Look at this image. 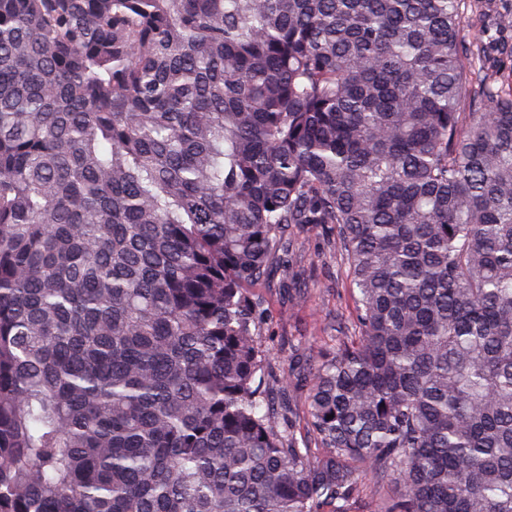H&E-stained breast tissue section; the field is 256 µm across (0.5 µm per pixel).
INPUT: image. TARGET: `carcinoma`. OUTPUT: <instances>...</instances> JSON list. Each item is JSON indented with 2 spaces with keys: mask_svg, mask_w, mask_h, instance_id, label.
I'll use <instances>...</instances> for the list:
<instances>
[{
  "mask_svg": "<svg viewBox=\"0 0 512 512\" xmlns=\"http://www.w3.org/2000/svg\"><path fill=\"white\" fill-rule=\"evenodd\" d=\"M496 15L469 37L465 12ZM512 0H0V512H512ZM354 301L272 389L292 235Z\"/></svg>",
  "mask_w": 512,
  "mask_h": 512,
  "instance_id": "1",
  "label": "carcinoma"
}]
</instances>
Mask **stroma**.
Masks as SVG:
<instances>
[{
  "label": "stroma",
  "mask_w": 512,
  "mask_h": 512,
  "mask_svg": "<svg viewBox=\"0 0 512 512\" xmlns=\"http://www.w3.org/2000/svg\"><path fill=\"white\" fill-rule=\"evenodd\" d=\"M292 261L294 276L288 283L274 277L251 289L268 311L262 347L275 380L305 372L312 349L324 343L331 324L348 318L352 308L345 271L321 225H307L299 234Z\"/></svg>",
  "instance_id": "obj_1"
}]
</instances>
